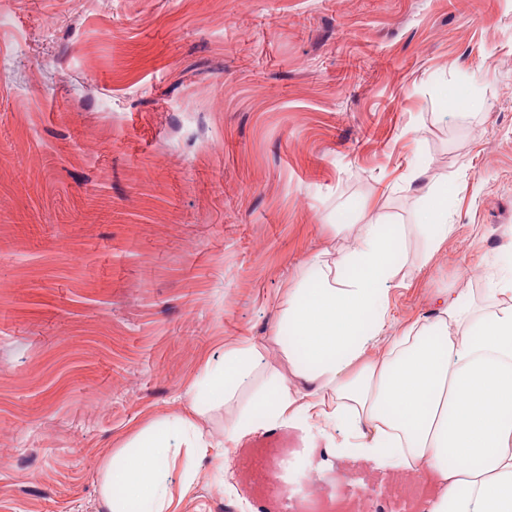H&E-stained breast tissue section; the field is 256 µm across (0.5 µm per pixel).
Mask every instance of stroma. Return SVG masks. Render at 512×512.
Instances as JSON below:
<instances>
[{"label": "stroma", "mask_w": 512, "mask_h": 512, "mask_svg": "<svg viewBox=\"0 0 512 512\" xmlns=\"http://www.w3.org/2000/svg\"><path fill=\"white\" fill-rule=\"evenodd\" d=\"M445 183L429 256L414 226ZM378 217L406 234L385 337L438 288L491 304L512 0H0V512H106L113 455L243 338L287 371L290 289ZM367 489L417 512L428 486L283 428L213 449L175 512H355Z\"/></svg>", "instance_id": "1"}]
</instances>
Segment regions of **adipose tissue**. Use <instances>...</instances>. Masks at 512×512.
Returning <instances> with one entry per match:
<instances>
[{"mask_svg": "<svg viewBox=\"0 0 512 512\" xmlns=\"http://www.w3.org/2000/svg\"><path fill=\"white\" fill-rule=\"evenodd\" d=\"M450 194H431L422 213L428 251L454 230ZM403 240V229L374 221L357 225L338 262L313 256L315 278L291 289L282 312L294 332L282 348L288 374L260 377L264 357L249 338L206 364L189 413L172 430L144 429L106 467L108 512H172L166 476L179 450L203 455L214 445L195 420L207 403L233 415L225 442L302 425L337 456L423 469V512H512V269L490 282L493 309L479 308L469 289H438L433 320L410 324L385 348Z\"/></svg>", "mask_w": 512, "mask_h": 512, "instance_id": "adipose-tissue-1", "label": "adipose tissue"}]
</instances>
